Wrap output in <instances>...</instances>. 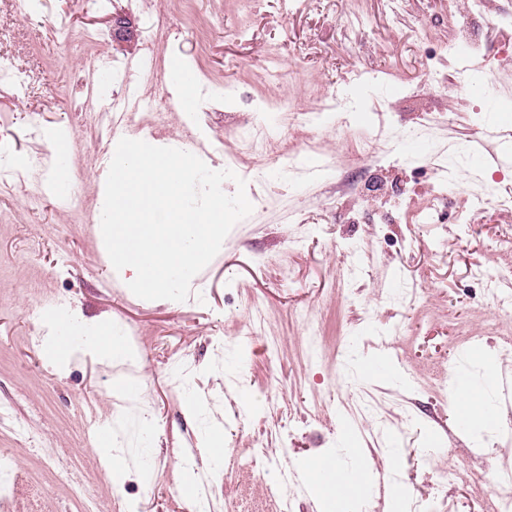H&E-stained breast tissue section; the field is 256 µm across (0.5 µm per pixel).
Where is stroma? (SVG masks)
Wrapping results in <instances>:
<instances>
[{
	"label": "stroma",
	"mask_w": 512,
	"mask_h": 512,
	"mask_svg": "<svg viewBox=\"0 0 512 512\" xmlns=\"http://www.w3.org/2000/svg\"><path fill=\"white\" fill-rule=\"evenodd\" d=\"M473 0H0V55L26 71L0 85V512H194L189 464L209 460L211 512H281L288 474L299 512H319L316 463L357 462L370 483L344 512H386L390 478L438 512H480L512 435L463 429L449 376L512 373V161L475 164L512 131V0H487L501 25L457 39ZM153 59L140 98L169 103L141 139L196 152L214 170L243 155L238 130L275 114L276 151L188 300H144L110 268L96 230L99 114L124 92L112 65ZM188 84L171 78L174 62ZM288 103L289 111L274 112ZM323 114L320 127L305 122ZM363 129L382 134L373 152ZM412 136L429 149L401 152ZM66 148L55 152L54 141ZM70 178L66 203L42 196L45 164ZM79 335L129 334L135 365L39 341L40 323ZM382 362V375L366 366ZM139 381L135 398L117 380ZM127 416L121 427L113 420ZM122 449L114 482L99 450ZM460 479L452 481L449 471Z\"/></svg>",
	"instance_id": "35a3bbf8"
}]
</instances>
